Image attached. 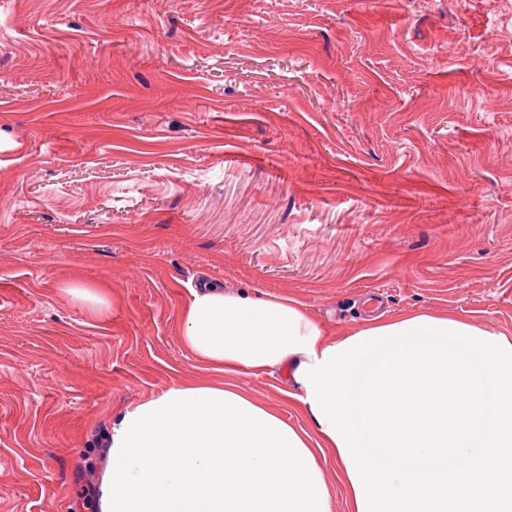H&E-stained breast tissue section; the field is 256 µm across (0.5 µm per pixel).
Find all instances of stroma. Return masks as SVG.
<instances>
[{
  "mask_svg": "<svg viewBox=\"0 0 512 512\" xmlns=\"http://www.w3.org/2000/svg\"><path fill=\"white\" fill-rule=\"evenodd\" d=\"M512 336V0H0V512H85L202 279ZM101 287L94 318L66 291Z\"/></svg>",
  "mask_w": 512,
  "mask_h": 512,
  "instance_id": "35a3bbf8",
  "label": "stroma"
}]
</instances>
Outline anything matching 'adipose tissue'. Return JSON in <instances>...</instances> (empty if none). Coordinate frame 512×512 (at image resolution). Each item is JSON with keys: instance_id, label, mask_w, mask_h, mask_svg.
<instances>
[{"instance_id": "1", "label": "adipose tissue", "mask_w": 512, "mask_h": 512, "mask_svg": "<svg viewBox=\"0 0 512 512\" xmlns=\"http://www.w3.org/2000/svg\"><path fill=\"white\" fill-rule=\"evenodd\" d=\"M92 512H331L321 424H289L243 389L176 383L128 406L107 433Z\"/></svg>"}]
</instances>
